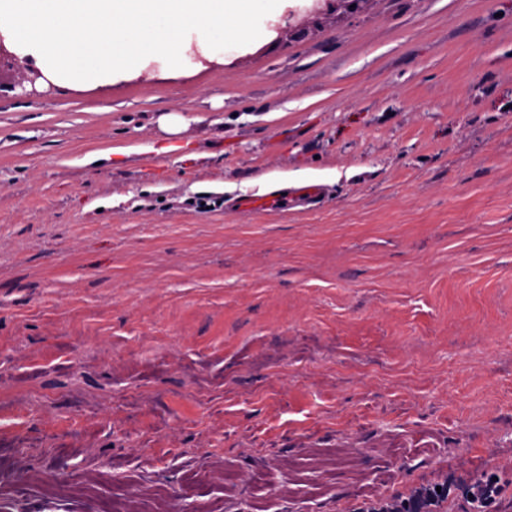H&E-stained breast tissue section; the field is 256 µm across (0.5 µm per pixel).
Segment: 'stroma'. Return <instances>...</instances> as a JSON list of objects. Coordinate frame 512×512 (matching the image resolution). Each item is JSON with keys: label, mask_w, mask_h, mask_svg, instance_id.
<instances>
[{"label": "stroma", "mask_w": 512, "mask_h": 512, "mask_svg": "<svg viewBox=\"0 0 512 512\" xmlns=\"http://www.w3.org/2000/svg\"><path fill=\"white\" fill-rule=\"evenodd\" d=\"M0 65V512H462L512 464V0H288L104 89ZM448 496L447 489L441 487V492L436 491V487L418 491V493L411 498H401L399 502L385 503L380 506L385 509L383 512H409L416 510L415 504L421 497L424 499L426 505L437 507Z\"/></svg>", "instance_id": "obj_1"}]
</instances>
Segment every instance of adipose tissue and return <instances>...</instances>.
<instances>
[{
  "label": "adipose tissue",
  "instance_id": "obj_1",
  "mask_svg": "<svg viewBox=\"0 0 512 512\" xmlns=\"http://www.w3.org/2000/svg\"><path fill=\"white\" fill-rule=\"evenodd\" d=\"M287 0H0V45L61 91L112 86L150 67L184 71L196 56L260 33Z\"/></svg>",
  "mask_w": 512,
  "mask_h": 512
}]
</instances>
